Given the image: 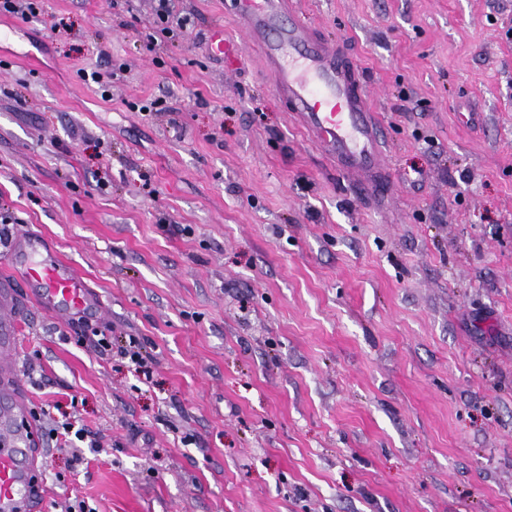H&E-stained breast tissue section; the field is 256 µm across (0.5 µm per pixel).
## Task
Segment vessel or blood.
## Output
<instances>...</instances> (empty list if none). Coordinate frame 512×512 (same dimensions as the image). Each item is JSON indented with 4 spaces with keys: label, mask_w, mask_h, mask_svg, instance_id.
<instances>
[{
    "label": "vessel or blood",
    "mask_w": 512,
    "mask_h": 512,
    "mask_svg": "<svg viewBox=\"0 0 512 512\" xmlns=\"http://www.w3.org/2000/svg\"><path fill=\"white\" fill-rule=\"evenodd\" d=\"M244 43L209 36L211 54L233 69L243 44L260 48L262 64L278 96L340 171L353 174L358 191L384 195L381 126L364 80L349 53L293 19V0H231ZM12 272L0 276V512H40L42 485L29 472L40 452L38 427L23 398L24 384L8 360L16 350L24 302L58 322L100 313L102 304L85 279L45 252L41 235H21L9 254Z\"/></svg>",
    "instance_id": "1"
}]
</instances>
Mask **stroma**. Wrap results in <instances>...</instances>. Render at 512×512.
Wrapping results in <instances>:
<instances>
[{"label":"stroma","mask_w":512,"mask_h":512,"mask_svg":"<svg viewBox=\"0 0 512 512\" xmlns=\"http://www.w3.org/2000/svg\"><path fill=\"white\" fill-rule=\"evenodd\" d=\"M224 2L176 0L191 32L152 46V0L4 19L0 272L37 232L103 302L22 317L44 512H512V0H297L367 85L382 198L256 49L204 53L239 37ZM108 57L105 101L77 71ZM64 413L92 447L50 439ZM209 50L214 56L224 59L225 70H233L234 64L242 53L239 43L224 40L222 29L213 30L209 36Z\"/></svg>","instance_id":"1"}]
</instances>
